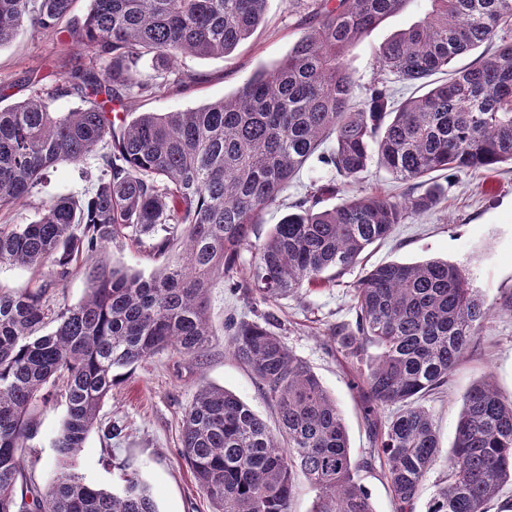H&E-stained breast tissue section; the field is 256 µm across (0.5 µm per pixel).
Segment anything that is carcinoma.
I'll list each match as a JSON object with an SVG mask.
<instances>
[{
	"instance_id": "cac0c4a2",
	"label": "carcinoma",
	"mask_w": 512,
	"mask_h": 512,
	"mask_svg": "<svg viewBox=\"0 0 512 512\" xmlns=\"http://www.w3.org/2000/svg\"><path fill=\"white\" fill-rule=\"evenodd\" d=\"M76 2L0 0V47L30 26L88 59L67 80H28L24 100L0 106V210L23 203L50 168L93 157L99 171L89 194L43 203L30 224H0V264L49 267L33 288L0 290V512H158L137 477L113 493L74 470L91 432L109 441L122 432L100 419L104 399L157 354L204 363L212 281L269 307L329 270L339 275L357 264L368 246L441 197L433 183L401 200L368 193L323 209L336 187L315 184L253 242L265 211L312 158L347 179L374 162L406 183L443 170L512 166V0H430L422 20L380 46V72L424 89L398 105L382 77L356 99L345 56L409 0H289L308 15L282 62L232 97L144 112L128 124L113 121L114 107L200 82L173 69L178 57L228 55L261 24L267 0H88L79 22ZM482 47L432 85L436 72ZM146 56L154 75L139 70ZM63 96L85 106L54 111ZM145 237L158 256L184 243L182 256L147 278L90 262L112 244ZM245 250L253 261L240 280ZM76 273L88 294L66 306L55 288ZM353 288L355 325H337L330 336L351 367L368 455L353 456L336 400L283 341L279 318L230 316L228 354L250 370L278 433L235 394L198 390L182 418L180 453L214 512H291L300 475L317 491L312 512H375L358 472L376 458L394 512H415L424 479L443 458L424 401L448 384L492 308L463 269L441 260L376 265ZM55 397L66 411L52 441L56 476L41 489L26 473L24 448L37 433L32 413ZM390 406L397 410L382 418ZM446 463L426 512H487L512 485V400L491 377L462 396Z\"/></svg>"
}]
</instances>
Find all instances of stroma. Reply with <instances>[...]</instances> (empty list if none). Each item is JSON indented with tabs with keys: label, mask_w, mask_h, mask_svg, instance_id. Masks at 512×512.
<instances>
[{
	"label": "stroma",
	"mask_w": 512,
	"mask_h": 512,
	"mask_svg": "<svg viewBox=\"0 0 512 512\" xmlns=\"http://www.w3.org/2000/svg\"><path fill=\"white\" fill-rule=\"evenodd\" d=\"M429 0H409L406 8L388 17L347 53L345 63L357 86L379 74L378 50L401 30L419 20ZM304 20L288 0H267L265 16L253 35L231 54L200 58L180 56L176 67L186 74L202 75L200 83L170 96L141 99L134 114L182 112L198 109L233 95L255 72L272 67L287 56ZM79 51H62L58 41L33 28L20 30L0 47V85L9 87L16 103L28 95L27 78L67 75ZM436 180L443 192L430 211L396 225L383 242L370 246L360 263L348 268L329 286L301 290L273 306L283 322L281 336L288 347L306 361L335 398L344 419L355 458L370 446L362 408L349 385V372L328 333L336 324H354L353 286L366 268L392 263L443 260L464 268L471 288L493 308V314L475 339L468 355L453 370L442 390L426 401L437 426L442 449H450L461 408L462 395L483 376L495 381L504 398L512 397V167L468 174L440 172ZM335 183L338 192L325 196L323 205L336 206L347 196L383 193L401 198L407 186L384 169L370 165L354 181L333 176L319 163L308 162L283 193L282 204L268 208L255 231L266 237L285 214L287 203L306 193L311 184ZM92 183L85 166L60 165L49 169L33 194L13 210L0 213V222L26 224L37 219L41 205L52 198L84 195ZM100 260L150 276L162 260L150 248L109 246ZM214 336L202 367L172 353L156 355L135 366L131 375L104 400L100 417L121 425L112 441L91 433L77 460L76 471L94 486L120 491L122 477L136 474L154 494L158 512H212L207 497L196 486L179 455L180 425L199 387L215 386L234 393L257 415L273 421L274 411L260 396L250 372L225 350L223 323L227 315L248 319L255 312L241 291L218 282L208 294ZM65 414L57 401L39 407L38 430L25 457L26 469L39 487L54 479L52 440Z\"/></svg>",
	"instance_id": "stroma-1"
}]
</instances>
